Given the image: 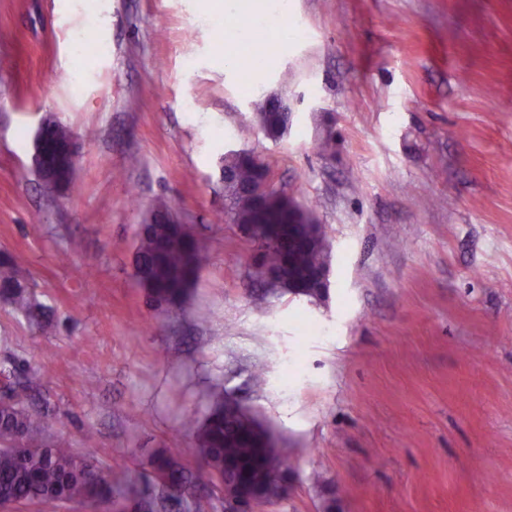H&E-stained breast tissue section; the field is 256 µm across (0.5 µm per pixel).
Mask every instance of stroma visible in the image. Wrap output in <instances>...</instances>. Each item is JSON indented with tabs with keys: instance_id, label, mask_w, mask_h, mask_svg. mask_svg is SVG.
<instances>
[{
	"instance_id": "1",
	"label": "stroma",
	"mask_w": 512,
	"mask_h": 512,
	"mask_svg": "<svg viewBox=\"0 0 512 512\" xmlns=\"http://www.w3.org/2000/svg\"><path fill=\"white\" fill-rule=\"evenodd\" d=\"M277 2L0 0V255L41 312L0 300V369L47 441L145 501L163 457L199 467L221 386L290 468L254 512H512V0ZM256 23L278 48L250 71ZM270 95L292 111L276 141ZM47 118L81 145L66 191L33 162ZM228 150L323 226L328 299L261 296L224 217ZM160 198L206 247L177 306L134 280ZM267 100H269V107L272 108V106H275L277 108V112L280 113V126L283 133H285L288 130V125L291 119V111L288 108V105L278 98L269 97ZM272 113L273 112H271L266 105L263 112L257 113V119L266 136L276 140L280 138L283 133L276 128Z\"/></svg>"
}]
</instances>
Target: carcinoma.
<instances>
[{"label":"carcinoma","instance_id":"1","mask_svg":"<svg viewBox=\"0 0 512 512\" xmlns=\"http://www.w3.org/2000/svg\"><path fill=\"white\" fill-rule=\"evenodd\" d=\"M257 119L267 137L276 140L282 136L269 108L257 113ZM222 162L229 171L224 181L226 213L253 242H258L257 230L264 224L280 225L286 236L290 224L314 223L308 210L273 188H266L261 197L246 194L247 187L264 185L263 168L247 152L228 153ZM259 250L258 267L279 274L285 286L299 280L305 295L316 296V276L330 262L321 225H316L311 242L289 254L262 246ZM204 260L201 240L174 220L167 201L158 200L138 235L137 284L149 290L155 303L176 304L188 296ZM28 278L24 266L6 256L0 259V297L36 322L40 313L26 294ZM0 429V500L30 501L38 504L41 512H55L63 500L94 501L112 493L114 486L129 485L128 472L120 469L113 472L109 483L101 484L93 465L74 453L65 439L46 445L40 423L22 406L0 407ZM12 432L23 434L19 449L9 445ZM270 441L271 432L257 416L239 413L235 404L224 399V391L213 392L211 408L198 433L202 469L187 477L174 458H163L157 467V479L163 483L159 500L180 496L190 481L204 485L213 477L220 479L225 495L236 499L247 488L243 483L246 475L264 489L267 499L281 497L280 477L286 476L289 467L277 449L266 447Z\"/></svg>","mask_w":512,"mask_h":512}]
</instances>
